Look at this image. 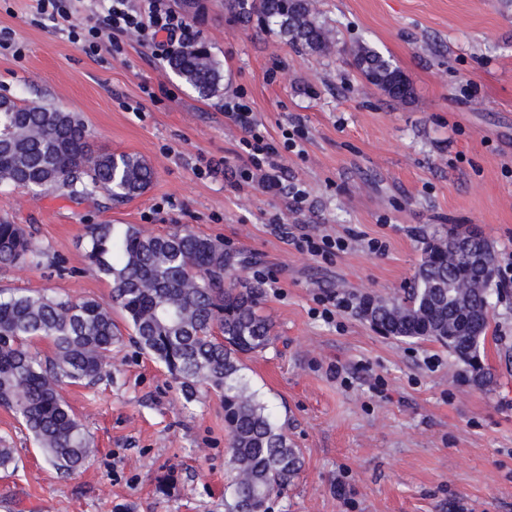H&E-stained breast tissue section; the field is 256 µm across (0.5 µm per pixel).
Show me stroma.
Here are the masks:
<instances>
[{"label": "stroma", "mask_w": 512, "mask_h": 512, "mask_svg": "<svg viewBox=\"0 0 512 512\" xmlns=\"http://www.w3.org/2000/svg\"><path fill=\"white\" fill-rule=\"evenodd\" d=\"M191 24L224 70L225 94L244 90L267 132L300 121L305 153L286 154L294 209L261 182L236 191L240 130L135 41L92 57L66 33L34 26L35 0H0V28L21 57L0 52V97L71 112L94 147L143 157L154 169L141 196L72 201L59 191L0 189V219L29 226L40 266L0 270V289L108 300L88 264L90 224H133L153 234L182 227L247 254L240 270L271 275L262 311L274 323L242 372L269 405L304 467L271 512H512V293L494 303L481 346L490 385L434 341H401L362 320L363 297L392 299L414 279L426 242L454 224L478 226L498 259L512 258V0H316L335 31L324 55L298 53L231 20L224 0H199ZM364 42L390 55L414 95L388 98L352 65ZM166 88L154 102L149 91ZM215 163L201 178L197 167ZM306 224L387 243L326 263L296 251ZM348 297L339 325L313 316L317 295ZM95 455L67 475L47 463L13 412L0 407V441L17 468L0 472V512H231V436L224 404L181 384L133 341L112 353V374L64 387ZM167 481L166 495L156 488Z\"/></svg>", "instance_id": "stroma-1"}]
</instances>
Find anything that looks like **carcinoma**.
Wrapping results in <instances>:
<instances>
[{"instance_id":"carcinoma-1","label":"carcinoma","mask_w":512,"mask_h":512,"mask_svg":"<svg viewBox=\"0 0 512 512\" xmlns=\"http://www.w3.org/2000/svg\"><path fill=\"white\" fill-rule=\"evenodd\" d=\"M226 8L238 22L255 20L294 49L322 54L334 44L315 0H227ZM350 55L389 97L412 95L401 70L376 49L359 43ZM168 66L201 98L224 89L221 65L202 43L176 50ZM154 176L136 155L93 150L84 124L70 112L40 104L0 111L1 188L34 194L57 188L75 200L103 191L123 202L142 195ZM85 238L86 258L110 282L111 302L0 290V406L21 419L57 470L81 469L95 449L61 389L90 385L112 366V350L123 340L112 317L116 304L139 347L186 387V400L200 384L222 398L233 450L234 512H266L270 497L290 485L304 461L241 375L239 355L264 351L274 330L261 312V288L236 275L248 258L187 226L154 235L132 224H91ZM474 242L488 258L486 268L474 267L448 238L432 239L403 296L365 297L358 314L387 336L447 346L469 367L471 380L486 385L491 373L479 355L496 267L487 239L479 234ZM43 255L25 225L0 222V269L38 266ZM36 339L49 340L53 355L43 360L33 354L29 343Z\"/></svg>"}]
</instances>
